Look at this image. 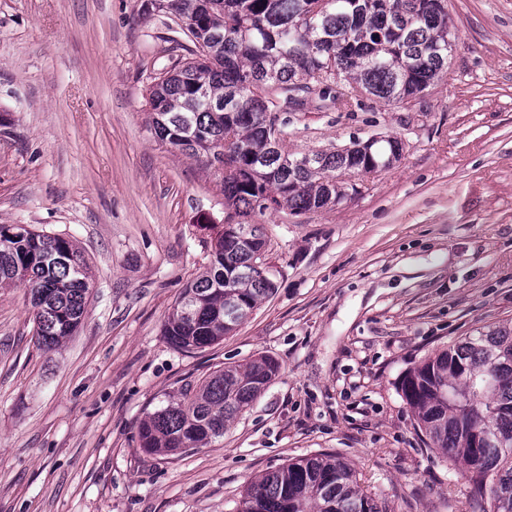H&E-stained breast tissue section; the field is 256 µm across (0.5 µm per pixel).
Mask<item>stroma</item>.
I'll list each match as a JSON object with an SVG mask.
<instances>
[{"instance_id": "35a3bbf8", "label": "stroma", "mask_w": 512, "mask_h": 512, "mask_svg": "<svg viewBox=\"0 0 512 512\" xmlns=\"http://www.w3.org/2000/svg\"><path fill=\"white\" fill-rule=\"evenodd\" d=\"M448 12V75L414 109L282 113L291 153L405 148L336 207L255 216L276 291L189 354L162 326L226 213L213 169L148 125L170 16L147 0H0V225L72 240L92 272L81 325L51 350L26 289L0 288V512H240L257 477L320 454L386 512H487L399 389L415 361L512 329V0ZM262 355L279 370L223 437L141 448V421L186 382Z\"/></svg>"}]
</instances>
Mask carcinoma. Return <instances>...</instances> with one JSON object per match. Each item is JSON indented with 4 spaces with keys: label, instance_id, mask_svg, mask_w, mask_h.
Listing matches in <instances>:
<instances>
[{
    "label": "carcinoma",
    "instance_id": "carcinoma-1",
    "mask_svg": "<svg viewBox=\"0 0 512 512\" xmlns=\"http://www.w3.org/2000/svg\"><path fill=\"white\" fill-rule=\"evenodd\" d=\"M447 0H150L177 19L192 58L173 63L149 87V127L181 152L222 170L224 207L238 218L211 247L205 272L186 285L163 326L177 350L213 345L272 296L281 271L260 273L265 248L252 217L293 215L347 197L342 177L374 173L401 156L398 138L353 141L347 153H286L287 123L318 92L323 107L351 112L368 98L404 105L448 73ZM89 264L71 241L15 224L0 226V288L31 296L37 343L50 350L80 324ZM260 356L185 384L140 424L141 447L176 454L205 447L278 372ZM419 427L467 472L471 496L512 512V330L468 336L416 363L401 383ZM242 512H385L360 491L355 470L332 456L291 462L260 477Z\"/></svg>",
    "mask_w": 512,
    "mask_h": 512
}]
</instances>
